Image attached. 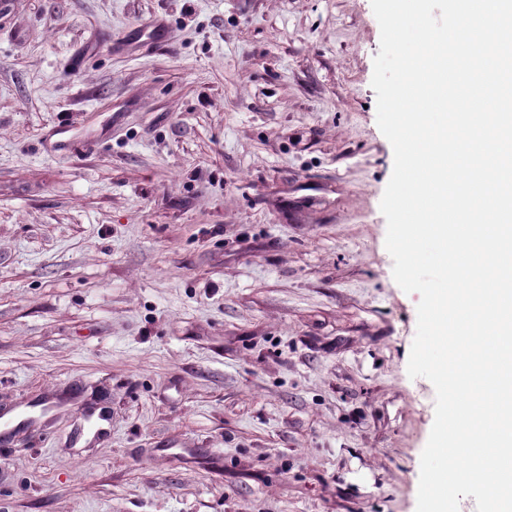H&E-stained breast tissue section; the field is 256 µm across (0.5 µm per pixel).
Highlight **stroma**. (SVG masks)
Instances as JSON below:
<instances>
[{
    "label": "stroma",
    "instance_id": "obj_1",
    "mask_svg": "<svg viewBox=\"0 0 512 512\" xmlns=\"http://www.w3.org/2000/svg\"><path fill=\"white\" fill-rule=\"evenodd\" d=\"M379 47L371 0L0 7V410L82 394L0 512H416Z\"/></svg>",
    "mask_w": 512,
    "mask_h": 512
}]
</instances>
